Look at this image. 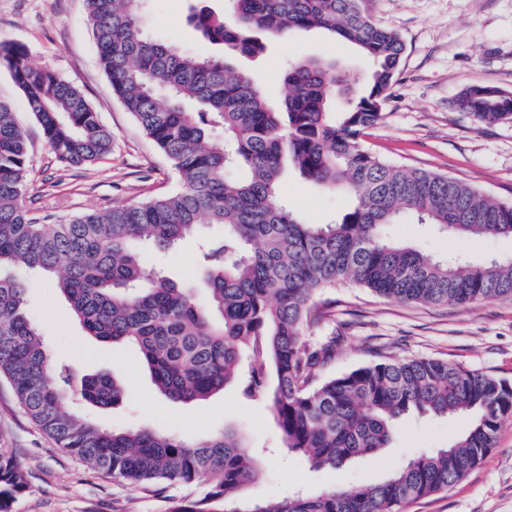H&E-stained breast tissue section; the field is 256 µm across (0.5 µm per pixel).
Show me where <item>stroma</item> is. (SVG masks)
<instances>
[{"instance_id":"35a3bbf8","label":"stroma","mask_w":512,"mask_h":512,"mask_svg":"<svg viewBox=\"0 0 512 512\" xmlns=\"http://www.w3.org/2000/svg\"><path fill=\"white\" fill-rule=\"evenodd\" d=\"M195 0H146L144 30L193 54L213 53L184 18ZM375 22L398 33L404 54L383 120L363 139L373 154L410 169L455 178L489 199L512 203V122L477 123L456 100L469 86L512 93V0H361ZM0 42H18L31 64L51 70L79 87L114 135L109 157L90 165L60 166L23 92L0 70V98L17 112L29 147V190L24 205L51 221L88 211L138 204L175 191L179 182L169 160L144 136L112 93L100 68L87 25L85 0H0ZM324 59L338 67L370 72L373 64L354 46L321 30L292 33L256 59L239 58L237 70L252 76L270 100H277L290 62ZM282 195L305 222L324 224L349 206L348 196L291 178ZM396 239L416 243L443 257L455 252L480 263L512 258V238L450 239L424 224L394 227ZM148 265L177 284L196 289L201 271L198 240L174 249L140 245ZM29 287L26 310L44 335L55 363L74 378L112 373L127 381L122 402L109 409L76 400L70 409L115 430L147 428L177 433L197 442L232 426L259 452L256 478L244 495L277 500L303 490L315 493L384 480L415 455L446 446L462 432L466 418L403 420L389 448L343 468H312L286 448L270 407L243 400L226 388L207 400L180 403L159 394L134 351L103 345L86 336L67 301L40 275L14 268ZM331 319L310 332L313 341L337 334L334 358L317 378L350 372L389 358H433L512 382V300L490 299L460 308L450 304L404 303L345 283L326 289ZM0 455L17 461L27 486L11 512H169L175 497L197 496L202 483L176 487L164 481L131 484L89 468L60 448L18 404L10 383L0 380ZM405 512H512V418L499 429L493 450L462 480L410 503Z\"/></svg>"}]
</instances>
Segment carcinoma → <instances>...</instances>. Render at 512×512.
I'll return each mask as SVG.
<instances>
[{"label": "carcinoma", "mask_w": 512, "mask_h": 512, "mask_svg": "<svg viewBox=\"0 0 512 512\" xmlns=\"http://www.w3.org/2000/svg\"><path fill=\"white\" fill-rule=\"evenodd\" d=\"M229 17L207 7L189 23L224 55H192L144 33L141 0H86L100 67L112 92L166 155L181 188L148 202L83 212L44 224L23 204L28 146L11 104L0 99V270L44 273L67 297L85 332L106 347L135 348L158 391L175 402L201 401L228 385L268 403L286 447L317 468L336 469L390 447L401 420L466 416L445 448L423 452L372 485L296 493L260 503L244 497L258 460L226 428L190 443L149 429L113 430L68 410L70 374L53 365L28 317L26 287L0 273V374L20 406L62 448L94 470L131 483L192 485L170 512H402L410 501L449 488L495 446L512 417V384L430 359L386 360L315 382L336 337L305 333L328 316L316 300L349 281L400 302L460 308L512 298V260L474 264L434 257L392 237L411 220L449 238L512 237V203L490 200L446 175L390 164L366 150L365 130L399 74V35L362 12L359 0H226ZM324 30L371 59L364 75L319 59L288 64L283 94L270 102L251 76L234 68L291 32ZM0 69L23 91L57 162L94 163L112 153V131L84 92L57 73L37 70L19 43H0ZM337 96L347 99L340 112ZM457 105L480 123L512 121V100L472 86ZM224 129L216 145L211 129ZM317 186L343 188L349 209L328 224L302 220L280 193L288 171ZM224 226L203 246L209 298L145 265L136 249L175 247L201 220ZM82 398L110 408L125 380L83 377ZM25 475L0 456V512H10Z\"/></svg>", "instance_id": "cac0c4a2"}]
</instances>
